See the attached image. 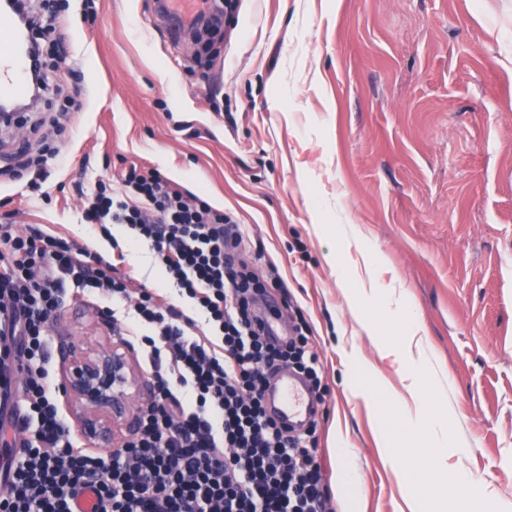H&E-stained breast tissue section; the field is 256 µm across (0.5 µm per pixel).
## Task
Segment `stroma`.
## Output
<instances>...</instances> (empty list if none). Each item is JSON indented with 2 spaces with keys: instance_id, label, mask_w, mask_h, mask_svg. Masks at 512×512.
Listing matches in <instances>:
<instances>
[{
  "instance_id": "stroma-1",
  "label": "stroma",
  "mask_w": 512,
  "mask_h": 512,
  "mask_svg": "<svg viewBox=\"0 0 512 512\" xmlns=\"http://www.w3.org/2000/svg\"><path fill=\"white\" fill-rule=\"evenodd\" d=\"M58 71L81 106L47 135L0 130V215L52 230L168 287L144 244L81 219L80 190L118 185L130 165L231 215L263 279L257 309L291 308L312 329L322 364L316 426L334 512H408L438 477L424 438L402 437L380 405L407 396L408 366L381 357L397 321L364 295L365 258L387 264L448 386L457 497L512 512V0H233L201 62L188 33L171 36L155 0H62ZM59 155L41 190L27 163ZM100 302L69 300L53 330L62 350L118 345ZM380 384L354 387V365ZM399 437L396 470L382 434ZM342 436L348 459L333 453Z\"/></svg>"
}]
</instances>
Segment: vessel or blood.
<instances>
[{
	"mask_svg": "<svg viewBox=\"0 0 512 512\" xmlns=\"http://www.w3.org/2000/svg\"><path fill=\"white\" fill-rule=\"evenodd\" d=\"M200 0H161L162 13L172 33H179L193 16ZM28 34L11 20L6 7H0V100H21L29 90V61L23 52ZM280 420L300 424L310 414L313 404L309 391L295 375L281 373L267 391Z\"/></svg>",
	"mask_w": 512,
	"mask_h": 512,
	"instance_id": "obj_1",
	"label": "vessel or blood"
}]
</instances>
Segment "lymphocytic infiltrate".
I'll use <instances>...</instances> for the list:
<instances>
[{"mask_svg":"<svg viewBox=\"0 0 512 512\" xmlns=\"http://www.w3.org/2000/svg\"><path fill=\"white\" fill-rule=\"evenodd\" d=\"M85 223L122 224L149 246L185 305L101 255L43 230L0 225V418L20 435L0 512H332L311 445L267 412V374L321 367L303 316L276 343L255 295L282 287L248 272L235 222L153 169L97 183ZM110 297L148 358L152 400L116 452L77 446L59 414L50 328L71 296Z\"/></svg>","mask_w":512,"mask_h":512,"instance_id":"obj_1","label":"lymphocytic infiltrate"}]
</instances>
